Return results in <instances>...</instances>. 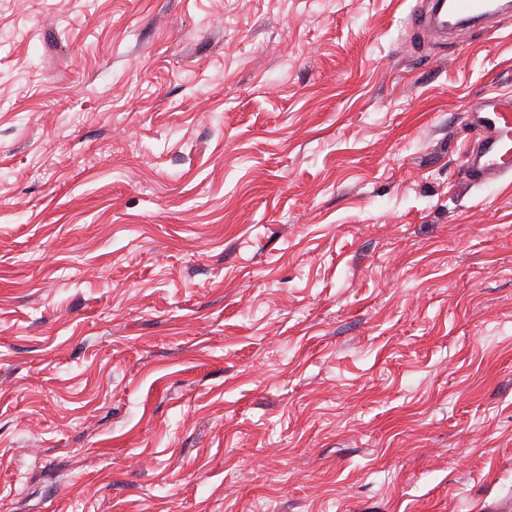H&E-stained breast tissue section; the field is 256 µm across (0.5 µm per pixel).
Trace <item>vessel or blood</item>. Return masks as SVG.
Masks as SVG:
<instances>
[{"label": "vessel or blood", "instance_id": "vessel-or-blood-1", "mask_svg": "<svg viewBox=\"0 0 512 512\" xmlns=\"http://www.w3.org/2000/svg\"><path fill=\"white\" fill-rule=\"evenodd\" d=\"M502 14L492 0H421L408 21L410 34L437 35L449 19L469 32H485ZM466 121L478 133L463 151L462 171L467 184L481 186L512 177V94L478 98L466 111Z\"/></svg>", "mask_w": 512, "mask_h": 512}]
</instances>
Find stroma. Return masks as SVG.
Here are the masks:
<instances>
[{"label":"stroma","instance_id":"1","mask_svg":"<svg viewBox=\"0 0 512 512\" xmlns=\"http://www.w3.org/2000/svg\"><path fill=\"white\" fill-rule=\"evenodd\" d=\"M0 0V512L512 503V17ZM502 14L503 10L492 0L423 1L410 15L408 33L435 37L441 30H447L448 15L457 20V28L485 32L496 26ZM465 114L478 132V139L463 151L466 183L481 186L512 177V94L484 95Z\"/></svg>","mask_w":512,"mask_h":512}]
</instances>
